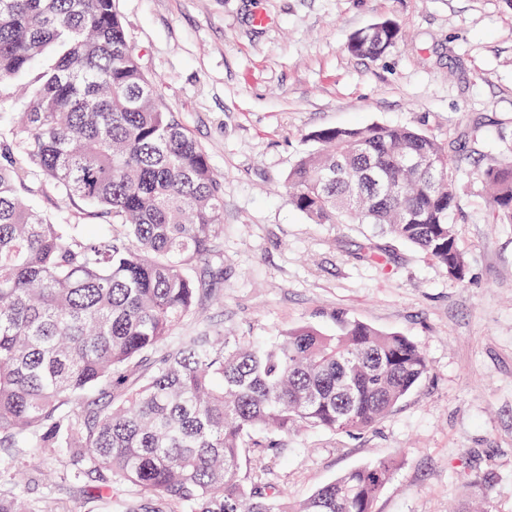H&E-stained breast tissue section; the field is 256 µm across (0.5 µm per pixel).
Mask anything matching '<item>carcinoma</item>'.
<instances>
[{
  "label": "carcinoma",
  "mask_w": 512,
  "mask_h": 512,
  "mask_svg": "<svg viewBox=\"0 0 512 512\" xmlns=\"http://www.w3.org/2000/svg\"><path fill=\"white\" fill-rule=\"evenodd\" d=\"M390 21L349 49L375 58ZM115 0H0V448H44L60 482L93 476L89 512L113 489L119 512H374L386 462L349 470L303 501L243 472L261 434L363 431L428 374L422 349L344 322L273 339L173 328L191 316L220 258L224 192L177 113L159 107ZM288 174V200L317 224H369L456 280L467 262L449 214L459 150L424 132L368 125L315 132ZM486 203L512 224V155L481 174ZM45 181L108 229L54 224L29 201ZM17 471L0 512H57ZM484 495L472 473L459 512Z\"/></svg>",
  "instance_id": "1"
}]
</instances>
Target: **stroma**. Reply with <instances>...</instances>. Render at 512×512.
Returning a JSON list of instances; mask_svg holds the SVG:
<instances>
[{"label":"stroma","mask_w":512,"mask_h":512,"mask_svg":"<svg viewBox=\"0 0 512 512\" xmlns=\"http://www.w3.org/2000/svg\"><path fill=\"white\" fill-rule=\"evenodd\" d=\"M159 103L178 113L223 178L211 289L174 330L271 338L356 320L408 337L426 379L355 435L308 429L249 454L248 470L309 497L340 474L392 460L374 512H451L463 472L489 512H512V224L495 223L480 174L512 153V0H116ZM398 28L366 59L371 24ZM372 124L460 141L454 223L465 280L367 224H317L285 186L313 132ZM385 265L360 255L368 240ZM396 37V26L390 21H383L356 33L349 49L356 55L375 58L390 47Z\"/></svg>","instance_id":"obj_1"}]
</instances>
